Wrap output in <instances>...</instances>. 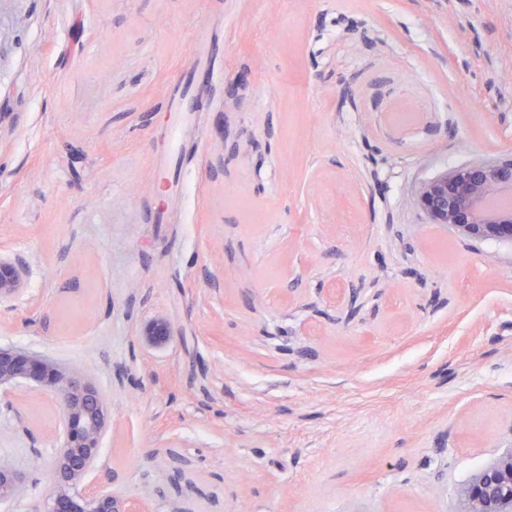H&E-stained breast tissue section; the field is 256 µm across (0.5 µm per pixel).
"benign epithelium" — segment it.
<instances>
[{
  "label": "benign epithelium",
  "mask_w": 512,
  "mask_h": 512,
  "mask_svg": "<svg viewBox=\"0 0 512 512\" xmlns=\"http://www.w3.org/2000/svg\"><path fill=\"white\" fill-rule=\"evenodd\" d=\"M419 207L433 224L459 234L512 244V158L477 159L426 179L413 189ZM27 290L26 264L0 256V302ZM175 326L157 313L139 328L140 344L149 350L167 347ZM32 384L58 397V418L48 424L60 435L55 448L48 493L39 512H154L148 492L117 494L97 478L101 445L112 430L107 394L85 371L24 347H0V390ZM29 484L14 461L0 456V503L27 497ZM453 512H512V448L477 470L456 494Z\"/></svg>",
  "instance_id": "benign-epithelium-1"
}]
</instances>
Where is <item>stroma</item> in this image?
<instances>
[{
    "instance_id": "1",
    "label": "stroma",
    "mask_w": 512,
    "mask_h": 512,
    "mask_svg": "<svg viewBox=\"0 0 512 512\" xmlns=\"http://www.w3.org/2000/svg\"><path fill=\"white\" fill-rule=\"evenodd\" d=\"M217 80L165 103L199 35ZM512 154V0H0V346L93 375L157 512H451L512 445V246L413 185ZM163 350L137 332L154 313ZM56 399L0 391L37 512ZM27 285L25 262L0 255V302L17 298L27 290ZM175 333L171 320L165 314L157 313L140 326L138 339L146 349L161 350L170 344Z\"/></svg>"
}]
</instances>
